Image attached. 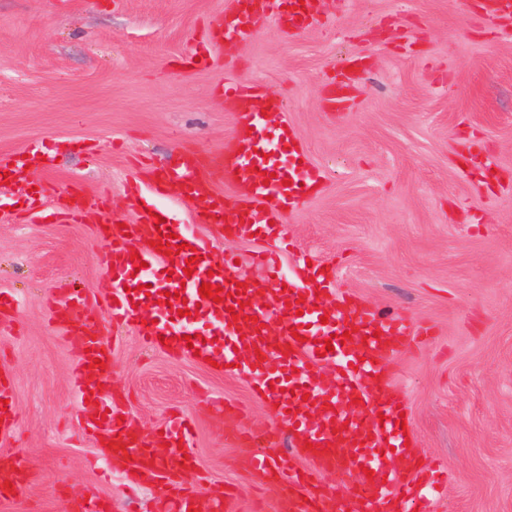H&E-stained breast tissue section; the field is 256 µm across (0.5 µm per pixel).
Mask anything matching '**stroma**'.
<instances>
[{
  "mask_svg": "<svg viewBox=\"0 0 512 512\" xmlns=\"http://www.w3.org/2000/svg\"><path fill=\"white\" fill-rule=\"evenodd\" d=\"M232 0H0V155L36 147L48 170L0 181V291L18 307L0 328V359L13 374L19 424L0 453L32 476L0 512H68L95 489L112 512H160L162 485L130 490L119 460L96 457L72 423L74 356L47 306L56 288L105 295L98 205L130 220L126 185L175 223L193 225L232 252L254 279L262 239L199 224L176 189L157 193L149 171L174 166L180 147L223 152L236 133L228 81L280 96L319 194L283 217L293 254L335 269L360 301L433 326L390 364L422 466L451 479L429 512H512V17L490 20L472 0H322L323 22L293 37L263 20L248 44L210 42L207 28ZM206 59L186 69L196 48ZM359 77L347 107L330 109L344 60ZM152 168V169H153ZM45 186V213L24 202ZM72 190L85 217L55 218ZM112 352V387L144 436L180 410L197 423V463L229 498L228 512H274L264 478L229 426L288 429L269 399L240 374L148 348L133 328L112 330L91 311ZM223 398L215 407L214 398Z\"/></svg>",
  "mask_w": 512,
  "mask_h": 512,
  "instance_id": "obj_1",
  "label": "stroma"
}]
</instances>
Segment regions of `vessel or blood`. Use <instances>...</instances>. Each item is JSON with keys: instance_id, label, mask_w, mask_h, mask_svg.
Listing matches in <instances>:
<instances>
[{"instance_id": "b4317fda", "label": "vessel or blood", "mask_w": 512, "mask_h": 512, "mask_svg": "<svg viewBox=\"0 0 512 512\" xmlns=\"http://www.w3.org/2000/svg\"><path fill=\"white\" fill-rule=\"evenodd\" d=\"M276 18L288 36L301 26L321 20L320 0H247L221 16L216 34H230L240 43L255 36L259 19ZM225 97L238 104L236 135L224 152L202 159L199 152L181 155L178 174L164 173L178 194L196 204L198 222L228 228L232 237L265 239L274 247L254 255V264L272 276L268 306H260L253 280H240L234 271V254L215 259L210 240L172 220L157 222L149 207H140L133 221L118 227L107 219L101 261L106 269L104 297L113 326H130L151 347L169 356L194 355L229 364L247 374L278 405L287 425L295 455L315 468L352 476L341 504L344 512H420L430 495L448 482L447 473L392 468L391 454L409 455L401 429L404 403L393 393L389 361L406 346L415 330L403 317L383 315L335 286L332 270L299 260L290 275L281 273V257L293 250L283 223L286 209L309 197L318 174L304 161L299 137L288 123L268 126L267 115L284 111L283 99L263 92L250 82L224 86ZM264 167L257 175L255 167ZM235 186L242 202L231 205L218 193L214 179ZM178 235L179 246L169 243ZM167 243L166 252L155 241ZM192 275H185V266ZM156 282L144 293L145 278ZM222 286L216 302L200 295L202 283ZM173 293L164 317L152 310L166 293ZM90 300L58 288L49 304L63 324L65 341L75 355L74 390L78 400L77 423L96 446L98 456L124 457L132 480L139 485L167 481L169 497L161 512H224V496L198 492L199 470L186 452L192 447L195 426L189 417H171L160 433L144 439L138 425L127 417L123 403L108 387L111 351L98 340L97 323L76 324L72 315ZM197 310L212 329L207 338L193 342L175 339L171 318L180 308ZM333 352H326V344ZM10 369L0 364V444L10 442L18 424L12 402ZM292 456L260 450L249 457L257 473L276 474V494L287 512H321L324 492L313 470L292 464ZM0 457V467H13L12 488L0 485V498L12 499L15 490L30 480L27 469Z\"/></svg>"}]
</instances>
